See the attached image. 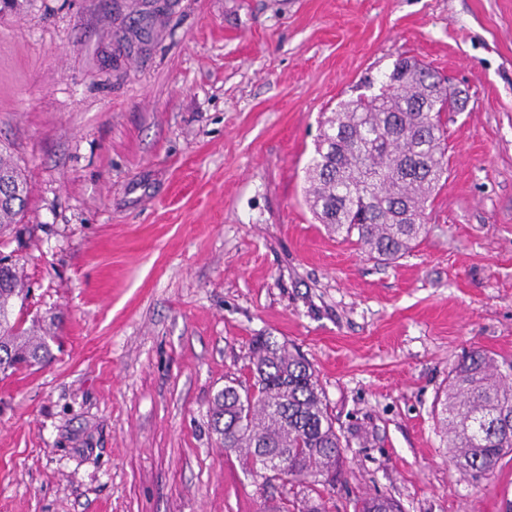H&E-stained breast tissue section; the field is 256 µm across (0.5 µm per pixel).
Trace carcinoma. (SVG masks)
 <instances>
[{
	"mask_svg": "<svg viewBox=\"0 0 512 512\" xmlns=\"http://www.w3.org/2000/svg\"><path fill=\"white\" fill-rule=\"evenodd\" d=\"M454 107L438 76L402 58L378 90L342 103L324 122L308 167L307 202L328 228L355 239L379 261L394 262L417 245L427 204L448 171L442 113ZM362 167L388 171L374 194L359 190ZM0 232L23 214L27 182L11 156L0 153ZM23 270L0 267V374L53 358L50 335L24 317ZM252 385L226 386L212 402L213 430L242 468L267 484V462L288 459V484L316 487L342 466V443L322 388L309 363L269 337L250 348ZM448 439L449 463L480 478L512 453V359L470 350L449 372L438 417ZM279 512H326L320 490ZM354 512H399L392 499L371 497Z\"/></svg>",
	"mask_w": 512,
	"mask_h": 512,
	"instance_id": "obj_1",
	"label": "carcinoma"
}]
</instances>
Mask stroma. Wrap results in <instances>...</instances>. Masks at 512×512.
<instances>
[{"label": "stroma", "instance_id": "1", "mask_svg": "<svg viewBox=\"0 0 512 512\" xmlns=\"http://www.w3.org/2000/svg\"><path fill=\"white\" fill-rule=\"evenodd\" d=\"M414 58L461 92L429 232L383 265L304 197L324 116ZM28 179L0 256L51 363L0 376V512H274L213 432L253 338L314 369L328 512H504L512 458L449 468L436 415L512 357V0H23L0 13V149Z\"/></svg>", "mask_w": 512, "mask_h": 512}]
</instances>
